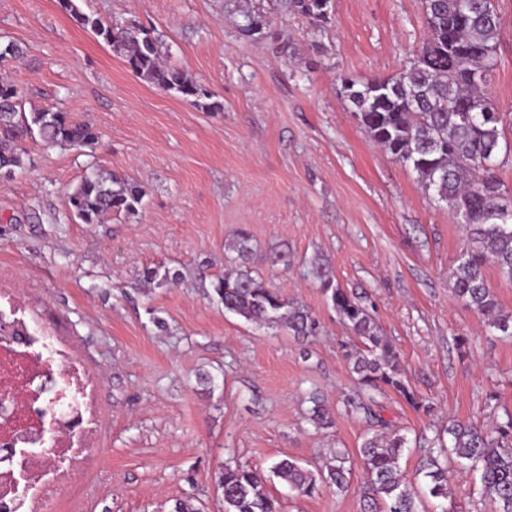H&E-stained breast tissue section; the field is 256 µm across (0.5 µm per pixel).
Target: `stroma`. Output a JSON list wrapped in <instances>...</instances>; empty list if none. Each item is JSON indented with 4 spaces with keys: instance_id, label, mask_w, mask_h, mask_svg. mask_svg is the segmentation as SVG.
Masks as SVG:
<instances>
[{
    "instance_id": "1",
    "label": "stroma",
    "mask_w": 512,
    "mask_h": 512,
    "mask_svg": "<svg viewBox=\"0 0 512 512\" xmlns=\"http://www.w3.org/2000/svg\"><path fill=\"white\" fill-rule=\"evenodd\" d=\"M247 0H84L99 17L137 19L164 35L165 58L208 89L212 112L156 89L78 25L58 0H0V63L26 110L92 125L80 151L27 141L30 161L0 179V289L56 329L99 376L104 464L79 512H223L224 466L269 471L284 457L323 464L347 451L351 487L302 496L278 478L281 512H362L358 448L376 428L345 405L359 391L345 349L357 342L323 295L317 268L364 297L400 354L415 411L378 396L385 431L411 438L400 460L424 489V441L449 421L495 426L512 412V338L497 336L452 288L462 225L418 175L365 132L341 81L398 72L427 37L421 0H333V20L269 13L270 34L244 35ZM492 92L512 113V0ZM137 182V213L79 224L68 196L88 167ZM246 229L252 266L306 305L319 335L300 341L226 313L214 290ZM287 253L274 266L271 252ZM170 281L145 284L146 270ZM331 426L307 419L310 397ZM451 499L422 512H493L471 471L449 464Z\"/></svg>"
}]
</instances>
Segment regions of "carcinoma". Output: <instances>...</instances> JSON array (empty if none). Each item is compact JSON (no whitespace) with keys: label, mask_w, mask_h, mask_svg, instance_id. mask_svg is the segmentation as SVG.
<instances>
[{"label":"carcinoma","mask_w":512,"mask_h":512,"mask_svg":"<svg viewBox=\"0 0 512 512\" xmlns=\"http://www.w3.org/2000/svg\"><path fill=\"white\" fill-rule=\"evenodd\" d=\"M289 13L319 28L330 20L331 0H279ZM76 23L102 39L138 76L159 90L195 106L221 109L213 94L185 71L162 59V35L130 20L105 21L82 11L77 0H59ZM428 38L399 72L346 93L352 112L371 138L399 162L413 167L426 189L445 203L448 214H467L466 240L452 270V288L465 305L482 315L490 328L512 337V315L504 314L485 276L492 263L512 278V190L497 171L508 160L504 133L507 115L490 92L498 67L502 18L491 0H422ZM38 135L50 146L75 150L98 141L94 128L69 113L38 109L25 112L22 93L0 79V176L10 177L24 165L23 143ZM140 187L110 171L94 168L70 194L73 216L83 224H100L112 212L133 214L142 205ZM238 263L214 285L224 311L258 325L283 326L303 339L316 336L320 322L304 305L270 287L250 267L249 235L241 231L234 245ZM320 288L340 320L358 338L349 352L362 393L346 400L351 412L379 421L374 395L391 390L412 407L423 404L410 389L399 353L362 300L328 276ZM451 446L444 456L470 462L479 473L481 490L495 512H512V414L493 429L452 424ZM407 438L374 433L359 455L366 478L359 492L364 512H420L417 492L403 480L399 459ZM348 455L336 452L322 468L312 470L285 457L270 472L300 495L312 496L323 485L350 488ZM426 489L448 498V461L429 457L422 466ZM224 512H278L267 479L256 470L224 468Z\"/></svg>","instance_id":"cac0c4a2"}]
</instances>
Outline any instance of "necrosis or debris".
I'll return each mask as SVG.
<instances>
[{
	"mask_svg": "<svg viewBox=\"0 0 512 512\" xmlns=\"http://www.w3.org/2000/svg\"><path fill=\"white\" fill-rule=\"evenodd\" d=\"M0 295V512H62L102 464L99 383Z\"/></svg>",
	"mask_w": 512,
	"mask_h": 512,
	"instance_id": "necrosis-or-debris-1",
	"label": "necrosis or debris"
}]
</instances>
